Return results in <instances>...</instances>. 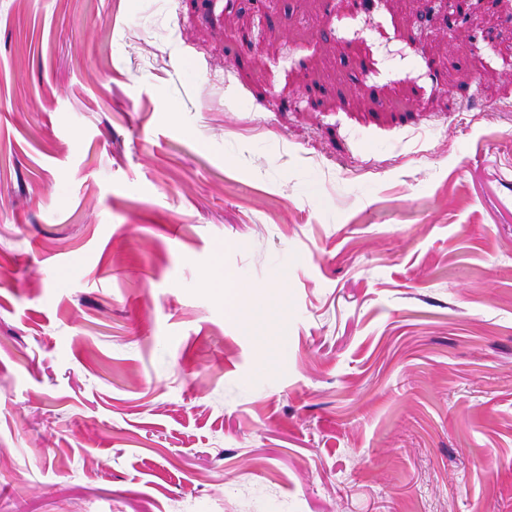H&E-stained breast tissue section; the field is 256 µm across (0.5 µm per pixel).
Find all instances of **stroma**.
Returning <instances> with one entry per match:
<instances>
[{
    "instance_id": "stroma-1",
    "label": "stroma",
    "mask_w": 512,
    "mask_h": 512,
    "mask_svg": "<svg viewBox=\"0 0 512 512\" xmlns=\"http://www.w3.org/2000/svg\"><path fill=\"white\" fill-rule=\"evenodd\" d=\"M511 40L0 0V512H512Z\"/></svg>"
}]
</instances>
